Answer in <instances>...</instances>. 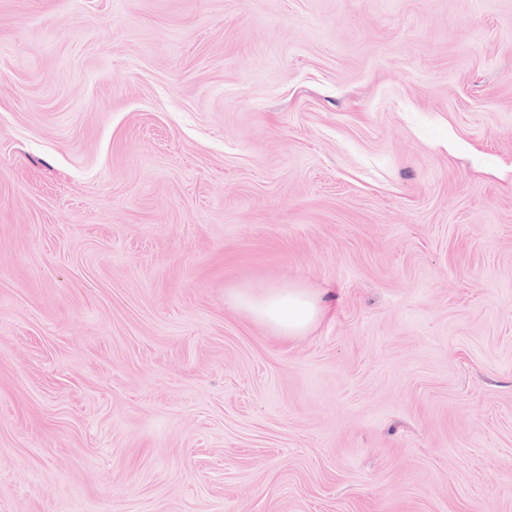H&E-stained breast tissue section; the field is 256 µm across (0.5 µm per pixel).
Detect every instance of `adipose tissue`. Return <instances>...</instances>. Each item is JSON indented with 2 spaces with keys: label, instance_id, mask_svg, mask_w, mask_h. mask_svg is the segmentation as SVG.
<instances>
[{
  "label": "adipose tissue",
  "instance_id": "ef3b65f1",
  "mask_svg": "<svg viewBox=\"0 0 512 512\" xmlns=\"http://www.w3.org/2000/svg\"><path fill=\"white\" fill-rule=\"evenodd\" d=\"M230 302L288 342L304 335L328 312L321 299L299 283L247 285L234 290Z\"/></svg>",
  "mask_w": 512,
  "mask_h": 512
}]
</instances>
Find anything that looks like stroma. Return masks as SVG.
<instances>
[{"instance_id":"1","label":"stroma","mask_w":512,"mask_h":512,"mask_svg":"<svg viewBox=\"0 0 512 512\" xmlns=\"http://www.w3.org/2000/svg\"><path fill=\"white\" fill-rule=\"evenodd\" d=\"M0 512H512V0H0ZM230 303L288 342L303 336L328 312L321 299L300 283L247 285L231 293Z\"/></svg>"}]
</instances>
